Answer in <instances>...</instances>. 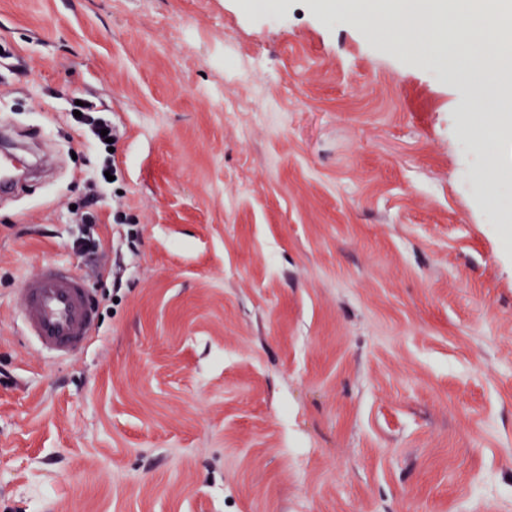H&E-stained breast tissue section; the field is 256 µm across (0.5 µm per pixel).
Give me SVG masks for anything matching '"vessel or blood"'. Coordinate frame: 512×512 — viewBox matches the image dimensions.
I'll use <instances>...</instances> for the list:
<instances>
[{
	"mask_svg": "<svg viewBox=\"0 0 512 512\" xmlns=\"http://www.w3.org/2000/svg\"><path fill=\"white\" fill-rule=\"evenodd\" d=\"M17 158L0 151V194L14 189ZM24 335L41 349L67 358L85 349L96 329V310L83 280L55 262L25 277L20 288Z\"/></svg>",
	"mask_w": 512,
	"mask_h": 512,
	"instance_id": "obj_1",
	"label": "vessel or blood"
}]
</instances>
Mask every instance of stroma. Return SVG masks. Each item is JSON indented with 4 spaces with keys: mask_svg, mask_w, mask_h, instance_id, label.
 <instances>
[{
    "mask_svg": "<svg viewBox=\"0 0 512 512\" xmlns=\"http://www.w3.org/2000/svg\"><path fill=\"white\" fill-rule=\"evenodd\" d=\"M252 2L0 0V116L48 160L0 198V512H512V206L461 179L512 172V105L463 140L481 88ZM76 95L124 131L95 261ZM59 261L100 303L62 360L18 331Z\"/></svg>",
    "mask_w": 512,
    "mask_h": 512,
    "instance_id": "stroma-1",
    "label": "stroma"
}]
</instances>
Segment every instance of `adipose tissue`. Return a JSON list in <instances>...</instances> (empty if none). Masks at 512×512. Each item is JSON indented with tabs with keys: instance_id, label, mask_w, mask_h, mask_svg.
Returning a JSON list of instances; mask_svg holds the SVG:
<instances>
[{
	"instance_id": "1",
	"label": "adipose tissue",
	"mask_w": 512,
	"mask_h": 512,
	"mask_svg": "<svg viewBox=\"0 0 512 512\" xmlns=\"http://www.w3.org/2000/svg\"><path fill=\"white\" fill-rule=\"evenodd\" d=\"M503 0H416L406 7L403 0H351L350 12L366 27L389 35L401 44L416 64L437 58L446 44L472 49L474 76H494L497 66L512 63V43L496 28ZM431 24L420 30L417 15Z\"/></svg>"
}]
</instances>
